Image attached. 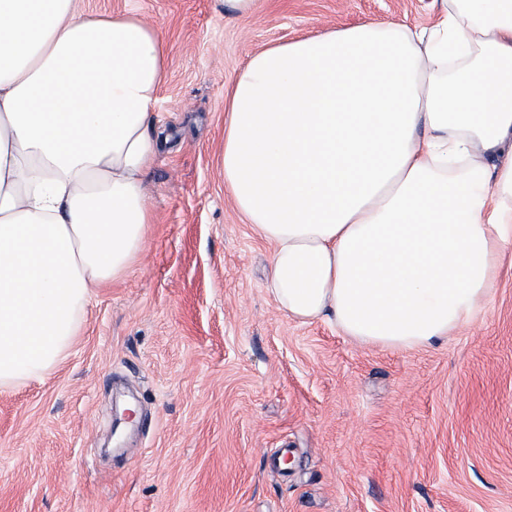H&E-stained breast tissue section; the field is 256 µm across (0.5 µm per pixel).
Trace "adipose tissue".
Instances as JSON below:
<instances>
[{
    "mask_svg": "<svg viewBox=\"0 0 512 512\" xmlns=\"http://www.w3.org/2000/svg\"><path fill=\"white\" fill-rule=\"evenodd\" d=\"M165 64L136 12L0 0V388L50 372L141 253ZM221 165L289 317L384 348L447 338L512 246V0L263 49L225 99Z\"/></svg>",
    "mask_w": 512,
    "mask_h": 512,
    "instance_id": "adipose-tissue-1",
    "label": "adipose tissue"
}]
</instances>
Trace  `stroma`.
Listing matches in <instances>:
<instances>
[{"mask_svg": "<svg viewBox=\"0 0 512 512\" xmlns=\"http://www.w3.org/2000/svg\"><path fill=\"white\" fill-rule=\"evenodd\" d=\"M161 34L132 271L97 289L43 378L0 389V512H512V247L481 312L427 348L362 346L269 293L272 246L224 185V98L266 47L442 0H79ZM139 422L113 434V399Z\"/></svg>", "mask_w": 512, "mask_h": 512, "instance_id": "35a3bbf8", "label": "stroma"}]
</instances>
